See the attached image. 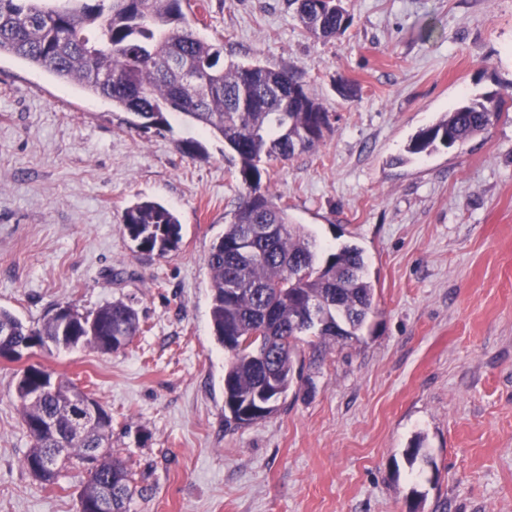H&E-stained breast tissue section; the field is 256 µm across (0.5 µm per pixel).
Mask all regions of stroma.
Instances as JSON below:
<instances>
[{"instance_id": "stroma-1", "label": "stroma", "mask_w": 512, "mask_h": 512, "mask_svg": "<svg viewBox=\"0 0 512 512\" xmlns=\"http://www.w3.org/2000/svg\"><path fill=\"white\" fill-rule=\"evenodd\" d=\"M345 6L352 26L324 43L287 0L183 4L225 62L292 69L328 109L331 133L269 164L270 183L323 245L361 247L375 288L359 337L305 362L279 409L240 428L224 423L207 265L244 192L237 162L181 119L135 130L131 113L0 56V308L31 325L64 304L138 309L124 349L28 359L111 413L136 473L130 512H512V98L462 145L407 151L512 83V0ZM343 80L359 99L337 94ZM145 199L177 214V252L125 233L124 209ZM25 362L0 359V512H77L80 464L52 486L20 464Z\"/></svg>"}]
</instances>
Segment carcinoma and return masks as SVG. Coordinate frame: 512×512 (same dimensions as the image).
<instances>
[{"label": "carcinoma", "instance_id": "obj_1", "mask_svg": "<svg viewBox=\"0 0 512 512\" xmlns=\"http://www.w3.org/2000/svg\"><path fill=\"white\" fill-rule=\"evenodd\" d=\"M183 0H64V9L47 0H0V56L11 55L141 120L140 129L160 130L174 114L220 137L238 159L246 192L231 222L213 242L210 269V320L217 342L228 351L224 368L226 423L263 420L286 400L304 360L298 343L309 341L312 358L327 345L345 342L374 313L375 289L365 274L363 250L345 244L323 262L316 242L263 183L261 164L285 163L296 153L318 148L330 130L329 113L290 70L261 65L224 64V46L199 38L185 18ZM304 29L326 41L353 23L343 0H288ZM199 76L196 86L183 73ZM507 93L493 91L464 101L410 141L411 154L462 144L501 115ZM122 224L139 250L161 257L178 249L181 224L164 205L142 200L127 207ZM317 316H311L312 311ZM137 309L123 300L91 314L74 312L68 322L52 314L28 326L0 309V336L19 344L29 339L56 348L89 346L111 353L112 338L141 333ZM276 385L267 387L270 376ZM51 373L38 364L17 379L16 397L33 446L21 463L28 473L58 442L66 453L42 483L56 482L72 460L89 463L79 503L89 509L100 491L112 486V512H130L135 473L112 451V436L93 427H72L74 384H59L34 399L28 394L50 384Z\"/></svg>", "mask_w": 512, "mask_h": 512}]
</instances>
